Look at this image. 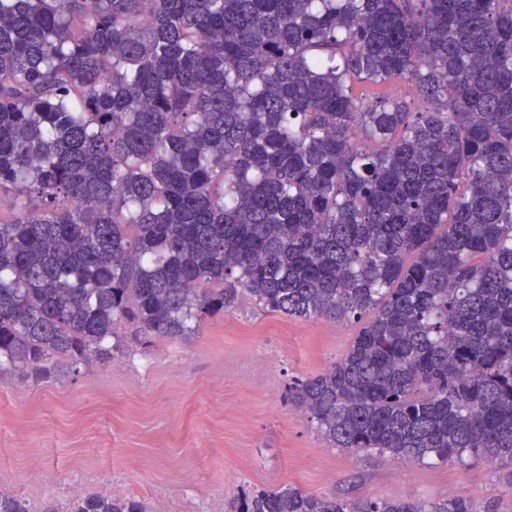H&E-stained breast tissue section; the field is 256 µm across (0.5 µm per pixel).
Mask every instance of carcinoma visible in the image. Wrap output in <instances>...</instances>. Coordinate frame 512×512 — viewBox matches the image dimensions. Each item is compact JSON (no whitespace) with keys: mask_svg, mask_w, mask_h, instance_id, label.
<instances>
[{"mask_svg":"<svg viewBox=\"0 0 512 512\" xmlns=\"http://www.w3.org/2000/svg\"><path fill=\"white\" fill-rule=\"evenodd\" d=\"M5 206L0 377L182 341L247 297L357 326L288 386L337 447L512 459V0H0ZM230 512L472 509L285 487Z\"/></svg>","mask_w":512,"mask_h":512,"instance_id":"1","label":"carcinoma"}]
</instances>
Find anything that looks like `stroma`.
<instances>
[{
    "mask_svg": "<svg viewBox=\"0 0 512 512\" xmlns=\"http://www.w3.org/2000/svg\"><path fill=\"white\" fill-rule=\"evenodd\" d=\"M349 323L302 320L246 301L188 340L133 343L111 362L63 363L56 379L0 378V493L31 512L108 484L164 512H213L242 492L296 487L319 497L463 496L512 512V464L406 466L338 448L288 403L294 379L341 359Z\"/></svg>",
    "mask_w": 512,
    "mask_h": 512,
    "instance_id": "stroma-1",
    "label": "stroma"
}]
</instances>
